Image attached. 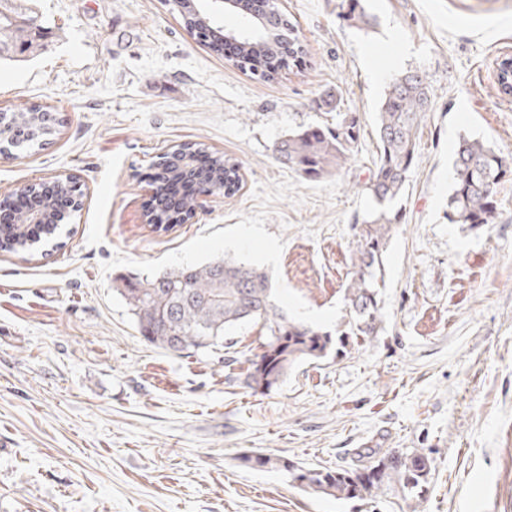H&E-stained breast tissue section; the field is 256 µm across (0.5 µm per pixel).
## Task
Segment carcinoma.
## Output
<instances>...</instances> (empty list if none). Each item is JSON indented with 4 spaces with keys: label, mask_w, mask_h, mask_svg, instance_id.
<instances>
[{
    "label": "carcinoma",
    "mask_w": 512,
    "mask_h": 512,
    "mask_svg": "<svg viewBox=\"0 0 512 512\" xmlns=\"http://www.w3.org/2000/svg\"><path fill=\"white\" fill-rule=\"evenodd\" d=\"M30 0H0V15L12 13L22 18L16 24L4 22L0 43L16 48L9 54L28 57L41 48L36 30L37 17L27 6ZM178 12L184 28L199 41L210 36V26L183 8L181 0H167ZM269 25L265 33L238 36L239 52L229 58L239 69L264 82L273 81L297 57L305 54L293 23L274 0L255 9ZM246 7L248 13L255 11ZM431 106V91L424 75L407 71L394 77L380 103L376 132L380 155L369 190L378 205L391 202L406 190L409 174L417 159V133ZM60 121L40 105L17 112H0V146L8 149H39L56 133ZM359 138L358 120L351 112L339 113L336 126L315 124L288 133L275 146L277 160L303 178L317 181L340 171L351 159ZM206 153L197 143L179 146L175 156L162 155L153 179L156 194L167 191L187 177L181 161ZM210 167L197 173V189L217 186L229 195L239 190L238 162L219 152L209 153ZM454 181L448 196V219L470 228L493 222L497 210L498 188L502 178L512 171V158L497 152L484 142L462 137L454 152ZM81 188L73 182L53 187L36 186L26 195L31 205L16 210L22 218L37 205L58 219L56 224H0V251L34 256L48 246L60 243L65 219L80 212L69 206L55 208L59 196L73 201ZM195 208L189 196L174 209L156 207L147 215L155 231L167 232L185 223ZM398 214L380 209L359 229L360 247L353 257V272L346 289L348 326L351 335L375 336L380 315L374 286L383 278V255ZM116 291L124 300L137 332L147 343L163 350L190 354L229 349L233 342L227 333L245 324L261 328L262 352L248 360L243 384L255 392L271 390L297 362L321 359L329 344L328 335L288 317L277 303L268 274L241 260L217 258L202 264H187L153 276H123ZM375 454L369 464L356 469H309L284 457L261 450L243 453L239 460L253 470L278 469L304 489L338 501L353 499L375 501L392 492L403 500L420 499L428 492L431 465L416 449Z\"/></svg>",
    "instance_id": "carcinoma-1"
}]
</instances>
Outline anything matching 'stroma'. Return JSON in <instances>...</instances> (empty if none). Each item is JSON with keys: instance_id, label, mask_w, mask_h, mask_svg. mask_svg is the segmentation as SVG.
<instances>
[{"instance_id": "1", "label": "stroma", "mask_w": 512, "mask_h": 512, "mask_svg": "<svg viewBox=\"0 0 512 512\" xmlns=\"http://www.w3.org/2000/svg\"><path fill=\"white\" fill-rule=\"evenodd\" d=\"M281 0L307 54L262 82L197 42L161 0H33L46 47L0 63V112L33 104L61 126L42 149L0 155V192L59 174L88 195L62 249L0 253V512H512V175L492 224L448 220L460 137L512 154V0ZM426 76L432 106L377 288L381 329L346 333L345 286L390 80ZM355 113L358 149L309 181L274 145ZM236 158L242 185L200 198L167 233L144 219L146 175L171 146ZM275 262L264 263L268 247ZM226 256L264 267L290 318L327 331L326 357L270 391L230 381L223 352L143 341L116 278ZM416 448L421 500L339 501L241 452L358 465L367 447Z\"/></svg>"}]
</instances>
